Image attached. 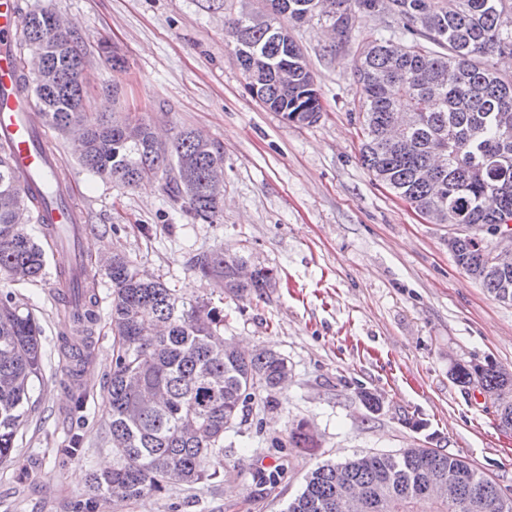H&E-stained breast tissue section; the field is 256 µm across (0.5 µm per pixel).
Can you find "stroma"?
Listing matches in <instances>:
<instances>
[{
    "mask_svg": "<svg viewBox=\"0 0 512 512\" xmlns=\"http://www.w3.org/2000/svg\"><path fill=\"white\" fill-rule=\"evenodd\" d=\"M66 18L87 56L85 100L94 112L148 115L161 135L204 132L224 149V218L191 222L161 183L122 189L86 170L65 136L46 141L74 182L85 223L86 266L100 320L70 376L67 315L56 299L58 255L47 249L42 283L7 284L39 319L42 374L37 410L18 436L15 461L0 466V512H74L90 470L111 465L104 389L112 373V283L100 255L118 251L187 297L224 311V336L247 352L288 360L286 384L254 400L224 437V473L159 496L98 501L95 512H285L317 466L371 453L435 448L485 472L512 494V430L479 387L451 377L454 365L512 371V305L495 299L457 265L451 226L433 224L375 181L360 160L357 46L383 18L356 24L335 46L318 18L297 25L322 112L310 125L286 122L244 86L225 23L260 0H21ZM125 60L112 69L99 42ZM273 268L275 288L229 296L194 272L193 255L219 247ZM377 395L368 410L361 391ZM84 392L73 413L74 393ZM424 422L415 430L404 417ZM306 424L317 446L301 452L288 432ZM82 448L70 455L72 434ZM277 472L276 485L262 481Z\"/></svg>",
    "mask_w": 512,
    "mask_h": 512,
    "instance_id": "stroma-1",
    "label": "stroma"
}]
</instances>
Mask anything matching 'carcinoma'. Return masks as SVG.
Returning a JSON list of instances; mask_svg holds the SVG:
<instances>
[{"instance_id": "cac0c4a2", "label": "carcinoma", "mask_w": 512, "mask_h": 512, "mask_svg": "<svg viewBox=\"0 0 512 512\" xmlns=\"http://www.w3.org/2000/svg\"><path fill=\"white\" fill-rule=\"evenodd\" d=\"M287 21L271 27L243 12L227 20L233 54L249 93L284 120L318 121L321 104L314 77L291 29L305 22L314 0H268ZM331 22L349 33L361 18L389 5L394 24L362 43L355 77L363 114L362 163L434 224H469L476 233L460 237L454 258L496 299L512 303V257L496 264L482 259V230L512 221V75L491 64L512 56V0H333ZM19 48L43 49L51 80L35 76L29 91L48 125L81 143L79 162L124 189L162 178L167 198L193 220L217 224L221 199L207 189L211 168L224 163L216 143L205 145L194 129H180L159 141L150 119L127 113L106 115L86 108V65L70 30L47 37L44 17L21 13ZM404 40L395 58L384 43ZM443 187L419 178L438 156ZM43 223L41 206L29 201L6 158L0 154V281L34 284L45 275L44 251L15 221L17 209ZM193 267L236 296L275 285L273 270L260 267L242 281L244 256L218 250L197 255ZM112 281L110 327L114 360L105 405L112 468L89 475V498L78 508L90 512L99 498L122 489V498L159 496L171 483L187 486L224 472V433L257 392H270L288 374V361L261 350L250 356L218 342L224 316L200 298H186L160 279H146L135 262L114 253L107 265ZM71 317L87 330L97 322L95 294L72 295ZM38 318L8 292L0 295V465L13 461L20 430L32 412V391L41 375ZM453 380L478 384L496 402L502 426L512 428V375L493 365L454 366ZM293 448L316 447L302 424L290 430ZM461 479L460 502H448L438 487ZM346 484L359 486L366 506L359 512H414L419 499L430 512H512V498L465 461L433 448L372 454L314 469L286 512H336Z\"/></svg>"}]
</instances>
